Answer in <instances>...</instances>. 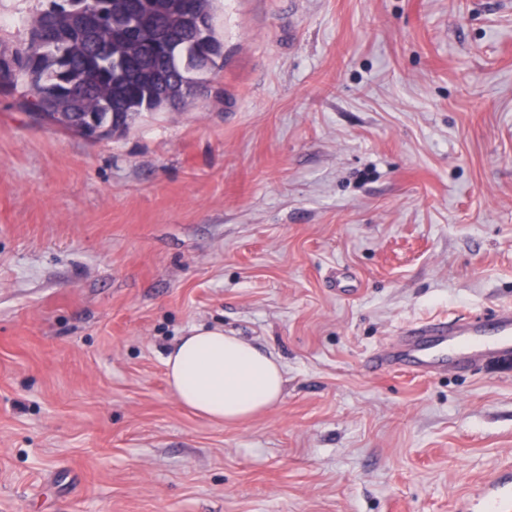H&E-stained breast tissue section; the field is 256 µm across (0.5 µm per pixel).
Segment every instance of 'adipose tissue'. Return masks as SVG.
<instances>
[{"mask_svg": "<svg viewBox=\"0 0 512 512\" xmlns=\"http://www.w3.org/2000/svg\"><path fill=\"white\" fill-rule=\"evenodd\" d=\"M166 382L185 408L214 423H243L279 401L284 368L277 357L199 326L182 336L165 358Z\"/></svg>", "mask_w": 512, "mask_h": 512, "instance_id": "adipose-tissue-1", "label": "adipose tissue"}]
</instances>
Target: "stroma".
I'll return each mask as SVG.
<instances>
[{"instance_id":"1","label":"stroma","mask_w":512,"mask_h":512,"mask_svg":"<svg viewBox=\"0 0 512 512\" xmlns=\"http://www.w3.org/2000/svg\"><path fill=\"white\" fill-rule=\"evenodd\" d=\"M47 0H0V50ZM185 109L91 142L0 93V512H486L512 362L371 373L512 306V0H235ZM195 326L282 363L219 425ZM166 382L185 408L214 423H243L279 401L284 368L277 357L224 333L194 327L165 358Z\"/></svg>"}]
</instances>
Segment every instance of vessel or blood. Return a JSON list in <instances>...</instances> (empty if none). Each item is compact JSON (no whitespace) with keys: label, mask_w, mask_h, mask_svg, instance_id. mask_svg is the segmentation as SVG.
Segmentation results:
<instances>
[{"label":"vessel or blood","mask_w":512,"mask_h":512,"mask_svg":"<svg viewBox=\"0 0 512 512\" xmlns=\"http://www.w3.org/2000/svg\"><path fill=\"white\" fill-rule=\"evenodd\" d=\"M512 359V307L487 318L426 320L406 329L391 351L373 354L367 367L383 371L398 366L413 372L465 368Z\"/></svg>","instance_id":"obj_1"}]
</instances>
